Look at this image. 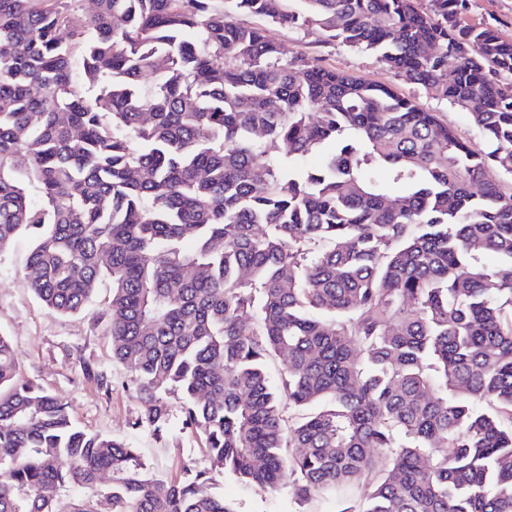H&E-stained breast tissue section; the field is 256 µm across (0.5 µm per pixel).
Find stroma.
Here are the masks:
<instances>
[{
  "mask_svg": "<svg viewBox=\"0 0 512 512\" xmlns=\"http://www.w3.org/2000/svg\"><path fill=\"white\" fill-rule=\"evenodd\" d=\"M465 18L512 37V0H466ZM270 34L282 43L289 57L317 55L325 66L392 84L401 95L414 98L424 110L438 113L477 148H484L485 143L471 125L467 112L422 86L395 77L373 54L341 43L321 44L316 35L287 27H272ZM30 246V239L23 236L0 251V334L7 336L13 347L20 379L35 382L68 403L71 417L80 429L130 443L153 474L179 479L186 465L208 471L214 493L232 503L236 512H334L332 502L315 499L300 503L290 487L266 492L245 486L212 467L202 439L182 423L178 396L169 398L172 415L165 439L133 429L139 406L127 373L112 361V344L101 322L109 297L108 286H99L92 303L80 315L48 313L25 277ZM86 361L111 378L110 394H103L84 378L81 365Z\"/></svg>",
  "mask_w": 512,
  "mask_h": 512,
  "instance_id": "1",
  "label": "stroma"
}]
</instances>
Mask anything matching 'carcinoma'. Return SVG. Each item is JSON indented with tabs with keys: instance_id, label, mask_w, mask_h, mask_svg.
Listing matches in <instances>:
<instances>
[{
	"instance_id": "1",
	"label": "carcinoma",
	"mask_w": 512,
	"mask_h": 512,
	"mask_svg": "<svg viewBox=\"0 0 512 512\" xmlns=\"http://www.w3.org/2000/svg\"><path fill=\"white\" fill-rule=\"evenodd\" d=\"M78 2L0 0V250L29 237L51 314L111 282L132 427L164 438L176 393L245 485L512 512V192L490 175L512 174V40L466 0H94L84 28ZM269 25L374 54L490 150L387 84L288 61ZM61 487L69 512H236L207 472L159 478L79 429L0 335V512H57Z\"/></svg>"
}]
</instances>
